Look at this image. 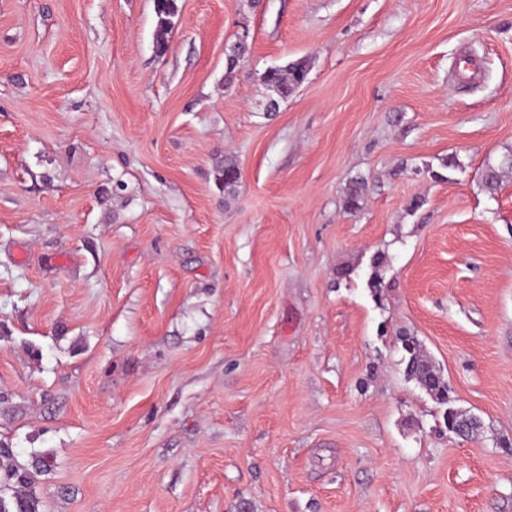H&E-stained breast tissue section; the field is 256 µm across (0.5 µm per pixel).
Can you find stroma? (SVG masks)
<instances>
[{
	"label": "stroma",
	"instance_id": "obj_1",
	"mask_svg": "<svg viewBox=\"0 0 512 512\" xmlns=\"http://www.w3.org/2000/svg\"><path fill=\"white\" fill-rule=\"evenodd\" d=\"M176 4L160 55L155 0H0V444L39 512H512V0ZM307 67L304 62L297 61L289 63L285 67H271L261 74V82L272 89L279 98H288V96L300 85L307 77ZM403 349L408 354L406 364L407 375L416 380L428 395L444 407L442 417L448 431H456L459 428L461 432H456L458 435L466 438L469 437L470 434L462 432L461 426V419L467 416V414L451 405L448 383L443 380L427 360L423 359L417 341L411 337L404 338Z\"/></svg>",
	"mask_w": 512,
	"mask_h": 512
}]
</instances>
